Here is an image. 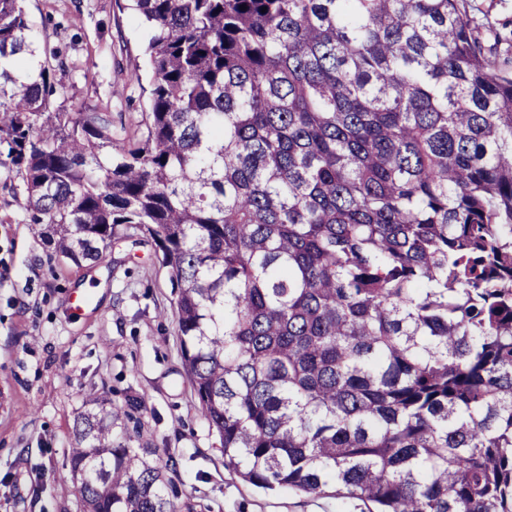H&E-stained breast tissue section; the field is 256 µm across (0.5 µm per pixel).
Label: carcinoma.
Listing matches in <instances>:
<instances>
[{
	"label": "carcinoma",
	"mask_w": 512,
	"mask_h": 512,
	"mask_svg": "<svg viewBox=\"0 0 512 512\" xmlns=\"http://www.w3.org/2000/svg\"><path fill=\"white\" fill-rule=\"evenodd\" d=\"M146 134L54 106L24 0H0V168L76 268L116 227L176 292L224 469L369 512H512V66L465 0H132ZM267 11H262V8ZM92 390L83 512H178Z\"/></svg>",
	"instance_id": "1"
}]
</instances>
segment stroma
Listing matches in <instances>:
<instances>
[{
  "label": "stroma",
  "mask_w": 512,
  "mask_h": 512,
  "mask_svg": "<svg viewBox=\"0 0 512 512\" xmlns=\"http://www.w3.org/2000/svg\"><path fill=\"white\" fill-rule=\"evenodd\" d=\"M35 48L67 46L57 102H112V127L146 119L149 99L130 73H145L149 31L127 0H25ZM479 32L496 29L512 58V0H467ZM72 21L73 30H55ZM0 186V512H83L61 480L71 427L89 390L116 404L144 403L118 423L147 461H167L182 512H367L356 499L282 490L264 494L224 469L221 441L202 418L185 373L168 273L151 242L119 239L100 263L76 270Z\"/></svg>",
  "instance_id": "obj_1"
}]
</instances>
